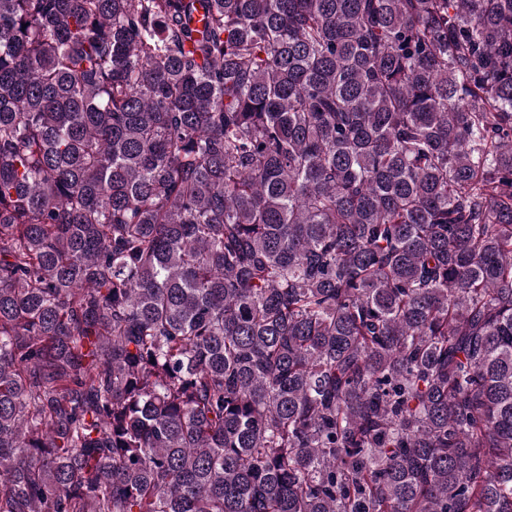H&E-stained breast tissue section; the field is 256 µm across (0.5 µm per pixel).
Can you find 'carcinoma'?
Returning a JSON list of instances; mask_svg holds the SVG:
<instances>
[{
	"instance_id": "obj_1",
	"label": "carcinoma",
	"mask_w": 512,
	"mask_h": 512,
	"mask_svg": "<svg viewBox=\"0 0 512 512\" xmlns=\"http://www.w3.org/2000/svg\"><path fill=\"white\" fill-rule=\"evenodd\" d=\"M0 512H512V0H0Z\"/></svg>"
}]
</instances>
